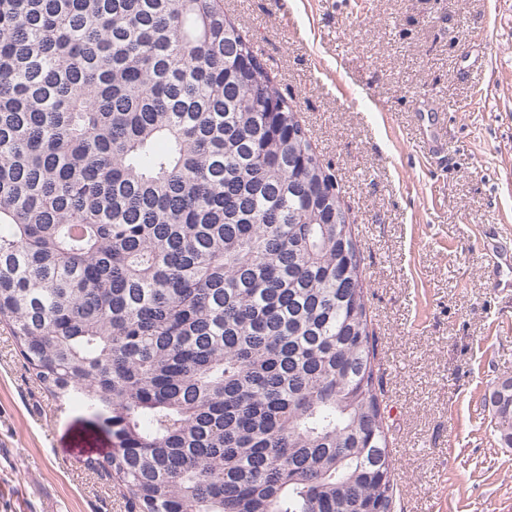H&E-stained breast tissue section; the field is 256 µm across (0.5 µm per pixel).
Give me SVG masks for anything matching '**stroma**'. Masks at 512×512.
<instances>
[{
	"label": "stroma",
	"mask_w": 512,
	"mask_h": 512,
	"mask_svg": "<svg viewBox=\"0 0 512 512\" xmlns=\"http://www.w3.org/2000/svg\"><path fill=\"white\" fill-rule=\"evenodd\" d=\"M332 174L361 259L395 512H512V0H224ZM112 427L0 326V512H132ZM489 402L501 439L512 446V379L498 383L490 395Z\"/></svg>",
	"instance_id": "stroma-1"
}]
</instances>
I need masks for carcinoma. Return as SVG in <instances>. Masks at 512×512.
<instances>
[{
	"label": "carcinoma",
	"mask_w": 512,
	"mask_h": 512,
	"mask_svg": "<svg viewBox=\"0 0 512 512\" xmlns=\"http://www.w3.org/2000/svg\"><path fill=\"white\" fill-rule=\"evenodd\" d=\"M0 322L138 512H394L349 214L223 0H0Z\"/></svg>",
	"instance_id": "1"
}]
</instances>
